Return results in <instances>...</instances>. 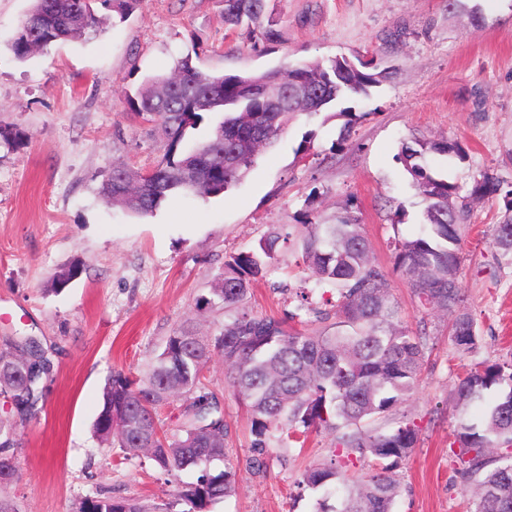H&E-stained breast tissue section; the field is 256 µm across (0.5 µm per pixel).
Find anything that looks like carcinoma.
Instances as JSON below:
<instances>
[{
  "label": "carcinoma",
  "mask_w": 512,
  "mask_h": 512,
  "mask_svg": "<svg viewBox=\"0 0 512 512\" xmlns=\"http://www.w3.org/2000/svg\"><path fill=\"white\" fill-rule=\"evenodd\" d=\"M92 2L32 0L11 42L14 56L24 61L60 42L99 36L109 19L97 16ZM103 2L123 21L140 0ZM221 2L227 32L244 33L254 41L278 39L272 0ZM384 78L386 72L377 70L372 57L357 56L351 65L332 58L226 75L209 73L192 55H181L169 72L147 78L127 97L131 115L153 125L164 145L162 159L146 179L125 165L114 166L101 195L137 216L154 213L177 195L219 196L279 139L288 115L314 116L366 97ZM212 112L224 113L223 120L207 139L186 145V131ZM337 115L345 119L339 139L345 146L358 115L350 107ZM429 154L467 158L456 141L413 137L401 143L396 159L423 205L422 230L389 242L394 270L425 313L448 316L455 348L474 355L482 336L459 286L462 236L472 202L503 203L502 219L491 225L489 236L500 259L512 266V184L485 172L466 190L433 173L426 163ZM281 244L295 247L309 272L289 319L300 318L303 311L329 316L313 306L311 294L317 292L334 308L336 322L306 331L249 311L253 287L265 278ZM213 294L224 310L234 312L232 321L213 336H201L192 327L176 329L140 382L113 372L93 424L96 438L120 448L126 460L146 455L169 474L199 470L196 482L179 493L185 505L181 512H206L234 494L237 470L225 452L229 426L224 406L203 383L204 370L218 356L250 422L248 468L263 471L271 448L285 438L302 446L308 431L327 429L334 433V450L327 461L308 466L299 481L323 493L317 512H393L399 493L396 470L417 447L419 429L408 419L394 427L387 422L393 408L419 386L430 347L425 322L416 332L404 325L387 274L372 260L359 220L347 211L334 224L309 221L296 230L274 228L257 248L224 261ZM50 367L45 351L27 338L0 347V392L9 396L18 416L30 419L38 413ZM488 392L496 398L474 423L468 407ZM454 394L456 463L477 478L472 512H512V363H474L455 384ZM179 398L186 405L177 432L154 428L156 409ZM12 447L13 426L1 419L0 460L12 458ZM360 461L372 464V472L352 470ZM215 462L224 468H210ZM331 495L336 496L333 505L327 504ZM77 512L148 509L135 499L87 496Z\"/></svg>",
  "instance_id": "cac0c4a2"
}]
</instances>
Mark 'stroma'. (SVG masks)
<instances>
[{"mask_svg":"<svg viewBox=\"0 0 512 512\" xmlns=\"http://www.w3.org/2000/svg\"><path fill=\"white\" fill-rule=\"evenodd\" d=\"M463 2L452 12L447 0H275L279 38L256 44L226 34L220 0H141L97 38L20 61L10 43L31 0H0V124L23 134L18 144L0 143V345L34 336L51 361L37 417L15 418L0 393L18 469L0 498L17 512H76L82 497L100 493L151 508L175 500L197 471L173 477L149 458L125 460L95 437L107 377L120 370L143 378L184 321L220 332L224 307L206 299L225 257L253 249L272 226L332 224L348 210L388 271L406 325L423 318L430 332L420 384L391 414L420 427L397 471L394 512H470L475 483L453 465L450 444L453 389L473 360L457 353L446 317L421 316L387 248L393 235L413 236L422 222L420 200L395 159L411 135L467 149L451 167L429 159L458 183L486 172L512 181V0ZM474 5L477 24L468 12ZM193 51L218 74L373 54L387 77L357 106L350 147H337L342 122L329 113L293 115L276 145L223 195H179L145 217L112 208L101 186L113 166L146 170L164 153L151 124L131 115L128 95ZM305 139L303 155L297 148ZM501 217V204H474L460 286L482 329L477 358L510 363L512 266L498 264L487 235ZM75 262L78 277L56 290V276ZM302 277L293 249L282 248L255 285L251 309L287 317ZM205 384L224 403L227 452L239 464L236 494L210 512H314L315 493L298 482L328 457L331 434L310 433L304 448L285 455L273 450L265 471H251L246 414L220 358L208 365Z\"/></svg>","mask_w":512,"mask_h":512,"instance_id":"stroma-1","label":"stroma"}]
</instances>
